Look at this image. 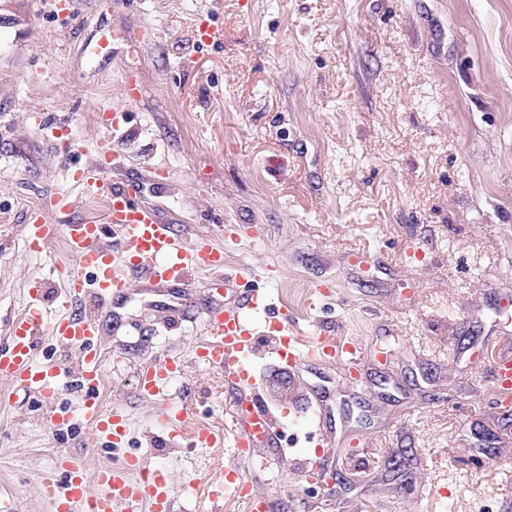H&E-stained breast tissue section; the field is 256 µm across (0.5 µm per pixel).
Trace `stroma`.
Masks as SVG:
<instances>
[{
	"instance_id": "stroma-1",
	"label": "stroma",
	"mask_w": 512,
	"mask_h": 512,
	"mask_svg": "<svg viewBox=\"0 0 512 512\" xmlns=\"http://www.w3.org/2000/svg\"><path fill=\"white\" fill-rule=\"evenodd\" d=\"M64 20L41 0H0V344L20 314H54L64 240L28 252L24 226L53 224L92 203L74 167L118 141L112 180L136 181L140 204L181 232L224 245V269L254 272L276 307L289 294L298 328L352 338L362 388L323 382L257 358L275 412L319 400L336 486L274 464L278 447L240 456L232 442L194 444L191 431H229L234 390L197 360L208 312L232 294L196 279L180 288L132 281L100 312L99 397L121 406V451L85 422L57 430L50 408H76L78 350L39 338L41 359L69 371L55 405L0 378V494L17 512H53L39 486L64 454L87 475L138 454L161 470L170 512H244L213 500L237 467L273 512H512V403L487 367L512 345V0H72ZM222 33L195 38L199 18ZM124 113L122 131L99 114ZM73 143L62 149L52 129ZM70 194L69 213L50 208ZM376 255L362 270L354 251ZM48 290L34 301L30 288ZM181 327L155 332L167 309ZM178 355L171 399L189 435L160 432V404L136 389L141 365Z\"/></svg>"
}]
</instances>
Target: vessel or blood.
I'll use <instances>...</instances> for the list:
<instances>
[{
	"instance_id": "1",
	"label": "vessel or blood",
	"mask_w": 512,
	"mask_h": 512,
	"mask_svg": "<svg viewBox=\"0 0 512 512\" xmlns=\"http://www.w3.org/2000/svg\"><path fill=\"white\" fill-rule=\"evenodd\" d=\"M72 179L83 192L105 197L108 223L103 226L92 220L48 224L40 213H32L25 226L30 250H41L57 235L65 237L69 259L60 266L64 291L56 296L59 312L55 316L45 320L34 312L13 322L8 346L0 349V377L36 388L47 399H56L62 389L63 372L59 365L38 359L36 338L44 332L62 348L77 349L81 354L77 373L80 403L73 411H53L52 419L62 429L85 421L98 439L116 448L125 442L127 417L120 407L105 408L98 395L104 375L100 323L95 315L71 312L72 299L87 297L95 307L102 308L125 294L134 276L152 284H170L185 282L201 272L216 275L224 267V247L208 236L178 234L153 210L136 205L137 186L112 182L106 161L98 159L73 171ZM270 311L264 295L255 290L240 291L234 304L208 314L204 338L195 350L198 360L223 371L228 382L247 389L246 396L234 402V438L239 448L275 441L287 425L301 421L297 415L281 418L262 402L253 360L258 337L270 338L274 353L287 367L305 364L319 376L324 373V365L332 361L351 378L362 365L361 351L351 339L338 342L321 336L305 338L287 312L274 317ZM488 368L502 395L512 394V355L491 352ZM182 373V360L167 357L146 364L137 374V390L160 402L159 421L166 429L178 427L185 419L183 408L173 405L169 394L172 381ZM318 445V440H311L309 450L292 459L298 476L309 483L324 475V454ZM61 467L66 480L64 493H57L54 477H39L54 512H73L77 504L85 512H115L122 506L133 512L143 503L149 504L151 512H167L170 488L165 475L142 470L134 455L123 456L97 471L99 492L94 496L87 493L81 459H66Z\"/></svg>"
}]
</instances>
